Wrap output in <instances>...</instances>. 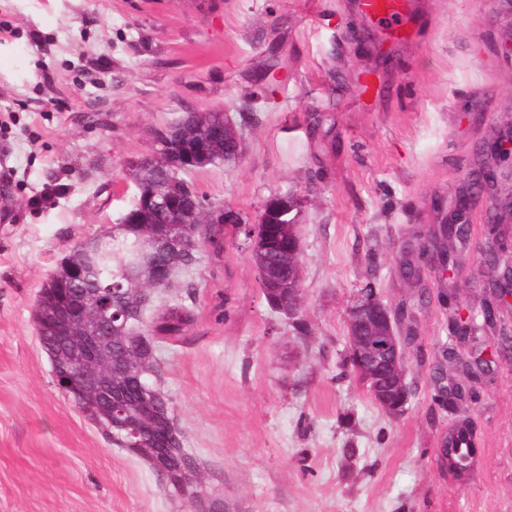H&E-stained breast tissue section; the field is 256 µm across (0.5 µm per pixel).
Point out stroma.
<instances>
[{
	"label": "stroma",
	"mask_w": 512,
	"mask_h": 512,
	"mask_svg": "<svg viewBox=\"0 0 512 512\" xmlns=\"http://www.w3.org/2000/svg\"><path fill=\"white\" fill-rule=\"evenodd\" d=\"M407 3L395 29L359 0H0V512H196L59 389L34 309L74 244L134 201L124 164L151 152L152 130L219 109L250 113L242 151L188 179L252 224L271 197L308 196L311 333L269 308L229 225L182 274L192 294L160 296L195 314L162 345L159 384L207 495L224 512H512V361L493 336L464 351L485 372L469 411L433 400L454 370L442 353L456 311L487 295L512 169L471 200L461 265H423L416 289L398 270L401 247L433 231L436 198L454 203L512 123V0ZM373 277L417 318L398 419L340 374L346 308ZM464 420L479 454L456 480L438 448Z\"/></svg>",
	"instance_id": "35a3bbf8"
}]
</instances>
